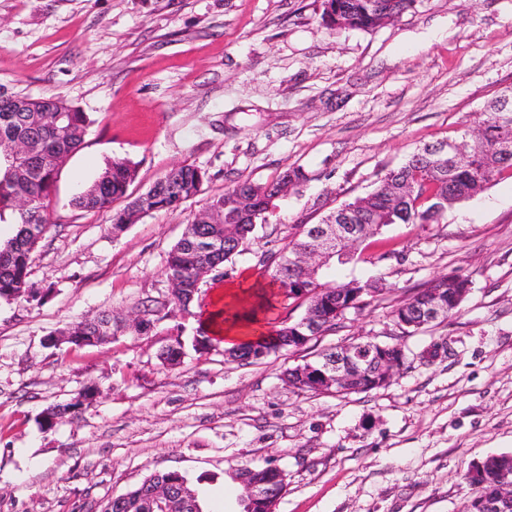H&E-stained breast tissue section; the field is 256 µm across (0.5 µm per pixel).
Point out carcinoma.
Wrapping results in <instances>:
<instances>
[{"instance_id":"1","label":"carcinoma","mask_w":512,"mask_h":512,"mask_svg":"<svg viewBox=\"0 0 512 512\" xmlns=\"http://www.w3.org/2000/svg\"><path fill=\"white\" fill-rule=\"evenodd\" d=\"M415 0H322V20L336 30L351 29L370 31L378 26L383 13L400 17L410 10ZM500 99L489 102L480 113L479 126L483 127V139L473 141L467 152L459 155L448 150L440 153L424 147L413 152L400 166L387 170L379 184L363 196H357L340 204V208L353 213L355 223L367 225L366 231L342 244L329 263L341 266L353 265L359 258L358 247L368 238L381 234L394 224H432L442 218L448 209L485 191L492 182L505 172H512V111H498ZM90 127L86 113L69 106L67 112H0V223L13 225V234L0 243V300H17L24 296L30 275V253L33 239L46 230L49 218L46 200L55 183L58 169L53 161H66L85 142ZM18 140L32 141L37 151L18 163L10 154V148ZM496 148L506 152L495 160L489 153ZM134 179L131 162L125 159L108 162L97 180L79 196L74 206L84 211H109L116 200L128 197V189ZM203 180L201 170L191 164H183L166 174L154 184L155 194L146 198L147 208L154 211L176 210L188 198L195 195ZM282 181L260 186L250 182H238L214 197L206 210L233 217L240 223V234L224 241L223 254L218 256L219 266L229 262L239 253V248L253 233L257 219L274 205L281 195ZM251 203L244 213L236 204L241 199ZM314 245L311 227L305 226L294 234L281 248L265 250L258 256L257 265L269 278V283L282 291L289 299L297 298L296 289L305 288L309 302L317 303V316L322 332L336 329L345 311L355 307L356 292L366 289L375 293L386 290L380 278L366 280L352 277L331 285L322 283L324 271L310 275L293 261V258ZM202 254L191 243L180 238L169 252L166 275L179 279L181 296L196 297L201 291L197 281V264ZM470 287V281L457 274L439 276L427 282L402 305L391 311V318L403 334L419 330L421 310L429 307L433 299L448 304V296L459 288ZM167 311L151 310L135 330L142 335L155 323L191 313L183 301L168 302ZM112 320V314L83 318L72 323L67 332L72 335L93 336L97 333L96 322ZM302 320L282 322L280 328L263 339L230 349L231 358L258 361L261 354L276 353L289 347L288 337L306 333ZM184 355L180 340L169 345L160 355L163 364L174 366L181 363ZM319 360L306 362L286 371L288 379L302 391H316L306 381L307 370L318 367ZM389 385L378 367H369L359 382V391L368 392ZM512 471V454L491 456L484 467H470L464 478L474 488V495L464 505L462 512H478L477 504L497 490L500 471ZM231 478L239 482H265L274 497L282 495L286 488V475L276 466L263 464L246 465ZM173 486L187 483V478L177 471L156 472L138 487L107 502L102 512H146L142 503L151 486L157 481Z\"/></svg>"}]
</instances>
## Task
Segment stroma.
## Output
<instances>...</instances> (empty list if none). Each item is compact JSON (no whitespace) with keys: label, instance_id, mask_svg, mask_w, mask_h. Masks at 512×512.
Returning a JSON list of instances; mask_svg holds the SVG:
<instances>
[{"label":"stroma","instance_id":"obj_1","mask_svg":"<svg viewBox=\"0 0 512 512\" xmlns=\"http://www.w3.org/2000/svg\"><path fill=\"white\" fill-rule=\"evenodd\" d=\"M321 0H0V88L86 112L81 149L60 169L51 224L31 253L42 302L0 301V512H101L158 471L181 472L205 512H239L232 469L286 473L275 512H461L468 467L512 453V175L436 224H396L364 242L345 276L383 294L302 349L245 364L223 344L192 347L186 315L145 335L47 347L103 312L169 301L168 253L210 200L241 181L308 175L262 215L226 276L199 300L263 285L262 251L373 190L420 147L475 125L512 88V0H416L393 23L336 31ZM136 170L131 195L197 166L199 192L112 234V211L72 205L104 168ZM471 281L458 315L411 335L393 306L435 276ZM400 339L406 365L385 388L344 397L294 389L286 368L329 347ZM181 340L180 365L160 353ZM99 386L53 425L44 412Z\"/></svg>","mask_w":512,"mask_h":512}]
</instances>
